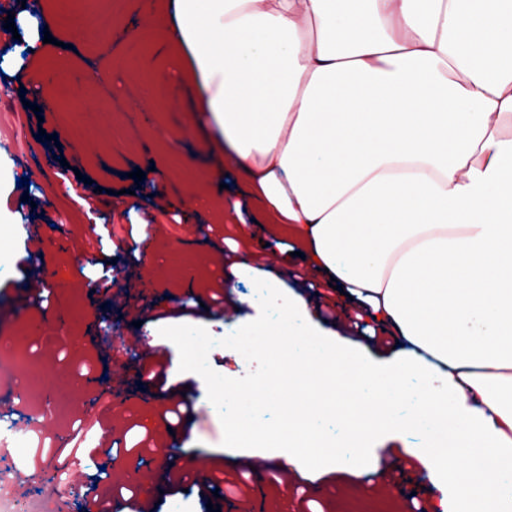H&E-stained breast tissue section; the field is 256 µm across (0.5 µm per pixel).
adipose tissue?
<instances>
[{
	"instance_id": "ef3b65f1",
	"label": "adipose tissue",
	"mask_w": 512,
	"mask_h": 512,
	"mask_svg": "<svg viewBox=\"0 0 512 512\" xmlns=\"http://www.w3.org/2000/svg\"><path fill=\"white\" fill-rule=\"evenodd\" d=\"M172 4L174 47L263 213L243 239L289 225L403 346L377 364L270 287L276 313L243 341L286 344L294 379L342 357L324 388L357 413L330 442L336 472L381 468L360 445L376 424L418 430L434 512H512V0ZM320 418L286 431L288 464L314 461Z\"/></svg>"
}]
</instances>
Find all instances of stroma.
Wrapping results in <instances>:
<instances>
[{
    "instance_id": "1",
    "label": "stroma",
    "mask_w": 512,
    "mask_h": 512,
    "mask_svg": "<svg viewBox=\"0 0 512 512\" xmlns=\"http://www.w3.org/2000/svg\"><path fill=\"white\" fill-rule=\"evenodd\" d=\"M166 0L154 9L140 0H120L112 27L94 31L88 21L107 0H41L39 9L56 41L25 56L20 68L4 65L0 74L12 98L0 102V336L22 342L41 359L47 403L46 424L32 430L31 443L16 457L0 455V484L16 493L39 491L51 465L78 463L87 489L111 501L113 512H131L142 494L124 469L114 467V451L144 468L155 467L162 445H170L175 467L207 455L220 463L224 482L241 483L221 512H343L356 496L394 504L396 512L430 508L439 492L423 465L402 453L421 446L420 433L407 432L388 443L384 471L357 478L319 464L296 473L279 451L226 453L223 428L207 397L203 378L179 369L177 347L159 330L192 319L218 344L208 354L216 372L239 378L242 355L220 346L233 329L253 321L258 305L246 303L253 283L237 279L224 263V239L236 225L220 217L223 186H236L201 110L200 93L185 78L186 59L162 52L170 40L173 11ZM135 28L138 37L124 38ZM51 101L52 111L36 116L32 105ZM70 173H62V163ZM145 171L141 182L129 172ZM27 177L28 185L16 180ZM92 180L86 195L77 177ZM268 245L255 250L250 265L281 287L301 290L302 280L317 276L288 256L291 231L280 228ZM41 254L48 270L46 288L32 295L24 270L28 252ZM114 277L128 295L108 300L98 292L103 276ZM227 282V303L214 305L216 282ZM310 308L329 330L347 331L346 307L337 299ZM59 322L55 337L44 326ZM121 335L143 336L147 350L167 362L166 381L142 373L140 363L124 367L99 341L108 322ZM352 331V330H349ZM379 359L394 345L389 336L352 331ZM172 385L185 387L181 414L172 416ZM124 392L127 420L109 428L111 390ZM95 403L94 412L82 409ZM256 460L267 470L252 469ZM153 512H209V496L193 476L182 487L162 484Z\"/></svg>"
}]
</instances>
